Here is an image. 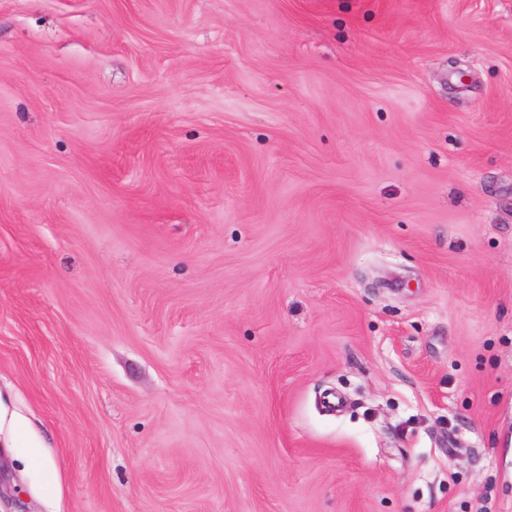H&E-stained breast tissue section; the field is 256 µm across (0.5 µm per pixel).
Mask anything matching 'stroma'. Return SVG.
Listing matches in <instances>:
<instances>
[{"label": "stroma", "instance_id": "35a3bbf8", "mask_svg": "<svg viewBox=\"0 0 512 512\" xmlns=\"http://www.w3.org/2000/svg\"><path fill=\"white\" fill-rule=\"evenodd\" d=\"M0 512H512V0H0ZM11 429L15 448H42L40 443L30 434L27 422L23 417H12Z\"/></svg>", "mask_w": 512, "mask_h": 512}]
</instances>
